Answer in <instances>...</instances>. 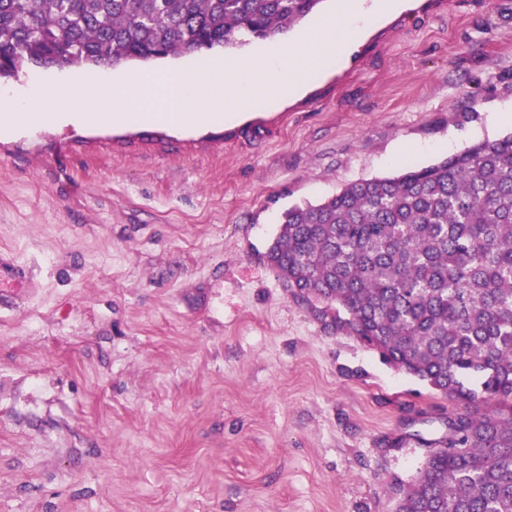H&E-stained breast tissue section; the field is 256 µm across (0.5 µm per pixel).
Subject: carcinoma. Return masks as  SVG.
I'll use <instances>...</instances> for the list:
<instances>
[{
  "label": "carcinoma",
  "mask_w": 512,
  "mask_h": 512,
  "mask_svg": "<svg viewBox=\"0 0 512 512\" xmlns=\"http://www.w3.org/2000/svg\"><path fill=\"white\" fill-rule=\"evenodd\" d=\"M324 0H0V73L112 68L283 34ZM455 401L395 512H512V135L289 208L263 255Z\"/></svg>",
  "instance_id": "cac0c4a2"
}]
</instances>
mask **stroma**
Masks as SVG:
<instances>
[{"mask_svg": "<svg viewBox=\"0 0 512 512\" xmlns=\"http://www.w3.org/2000/svg\"><path fill=\"white\" fill-rule=\"evenodd\" d=\"M277 109L0 138V512H394L455 402L264 260L288 208L512 133V0H413ZM0 288H34L25 270L14 262L0 258Z\"/></svg>", "mask_w": 512, "mask_h": 512, "instance_id": "stroma-1", "label": "stroma"}]
</instances>
